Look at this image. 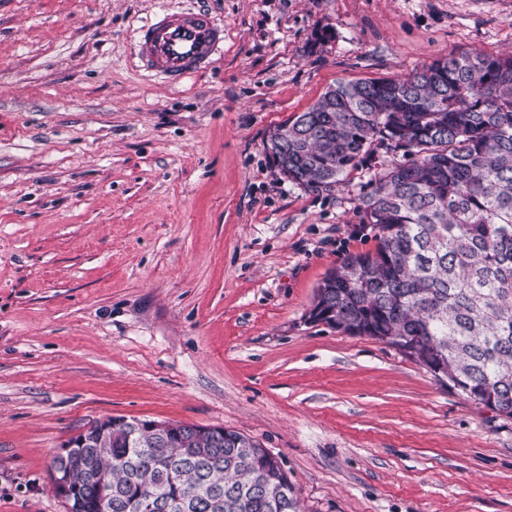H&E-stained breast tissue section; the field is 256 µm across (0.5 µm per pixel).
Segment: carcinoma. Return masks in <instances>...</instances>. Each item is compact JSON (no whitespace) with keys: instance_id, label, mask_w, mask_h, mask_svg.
<instances>
[{"instance_id":"obj_1","label":"carcinoma","mask_w":512,"mask_h":512,"mask_svg":"<svg viewBox=\"0 0 512 512\" xmlns=\"http://www.w3.org/2000/svg\"><path fill=\"white\" fill-rule=\"evenodd\" d=\"M381 150L402 160L382 165L360 198L377 246L346 255L315 299L336 310V328L445 373L512 419V55H450L404 78L339 82L266 138L279 172L313 193ZM192 437L160 448L112 426L76 450L69 512H299L283 462L259 442L231 429L221 447Z\"/></svg>"}]
</instances>
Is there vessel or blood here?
Segmentation results:
<instances>
[{"instance_id": "vessel-or-blood-1", "label": "vessel or blood", "mask_w": 512, "mask_h": 512, "mask_svg": "<svg viewBox=\"0 0 512 512\" xmlns=\"http://www.w3.org/2000/svg\"><path fill=\"white\" fill-rule=\"evenodd\" d=\"M224 31L205 11L163 12L137 32L144 68L171 86L205 71L221 49Z\"/></svg>"}]
</instances>
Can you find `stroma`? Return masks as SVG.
I'll list each match as a JSON object with an SVG mask.
<instances>
[{
	"instance_id": "1",
	"label": "stroma",
	"mask_w": 512,
	"mask_h": 512,
	"mask_svg": "<svg viewBox=\"0 0 512 512\" xmlns=\"http://www.w3.org/2000/svg\"><path fill=\"white\" fill-rule=\"evenodd\" d=\"M209 10L173 88L137 28ZM512 51V0H0V512H67L58 449L108 416L229 428L302 512H512V420L308 318L374 250L360 198L281 176L268 132L339 81Z\"/></svg>"
}]
</instances>
